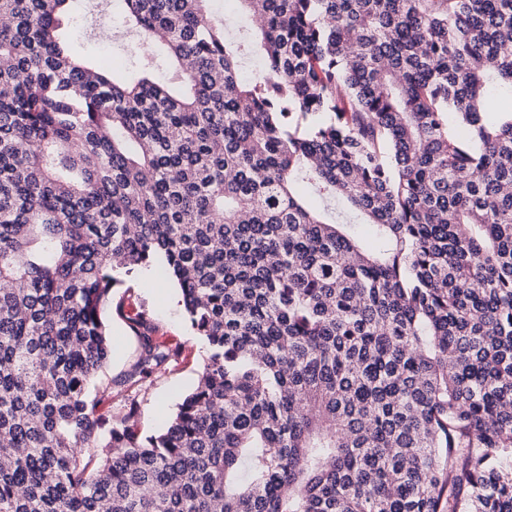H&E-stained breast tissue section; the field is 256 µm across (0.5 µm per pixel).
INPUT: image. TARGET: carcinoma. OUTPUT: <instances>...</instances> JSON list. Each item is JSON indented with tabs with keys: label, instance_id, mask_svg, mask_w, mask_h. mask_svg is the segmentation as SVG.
<instances>
[{
	"label": "carcinoma",
	"instance_id": "1",
	"mask_svg": "<svg viewBox=\"0 0 512 512\" xmlns=\"http://www.w3.org/2000/svg\"><path fill=\"white\" fill-rule=\"evenodd\" d=\"M69 2L0 0V512H512V0H125L134 81ZM155 264L208 355L145 435ZM105 316L109 322L112 334V358L99 375V379L107 381L120 378L123 372L134 361L138 342L136 337L127 329L123 320L117 316L115 305L112 311L107 309Z\"/></svg>",
	"mask_w": 512,
	"mask_h": 512
}]
</instances>
